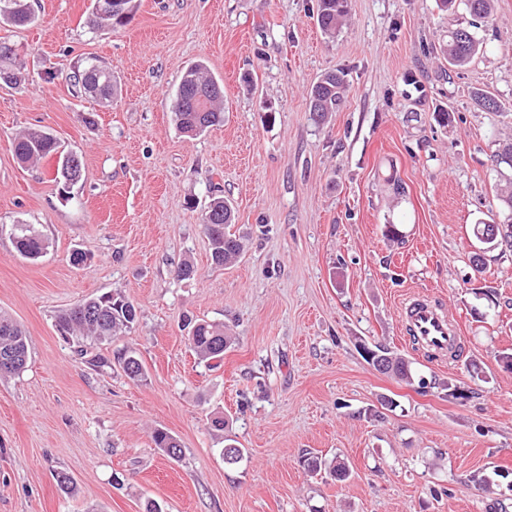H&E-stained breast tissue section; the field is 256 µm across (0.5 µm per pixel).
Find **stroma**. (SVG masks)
<instances>
[{
  "label": "stroma",
  "instance_id": "1",
  "mask_svg": "<svg viewBox=\"0 0 512 512\" xmlns=\"http://www.w3.org/2000/svg\"><path fill=\"white\" fill-rule=\"evenodd\" d=\"M92 2L32 0L33 24L0 23L27 73L0 88V312L29 336L24 371L0 377V512H143L150 499L164 512H512V249L470 263L474 224L498 218L490 156L512 138V0L485 19L464 0H348L332 37L317 0H137L116 30L93 24ZM459 27L483 49L455 70L442 48ZM89 56L121 83L111 106L67 79ZM199 60L224 83V122L190 139L170 98ZM337 70L343 103L315 124L307 91ZM31 127L80 156L69 193L55 157L16 159L12 139ZM213 196L244 244L224 268L201 228ZM18 224L45 240L42 257L17 252ZM185 262L189 280L175 275ZM105 292L138 321L78 355L55 317ZM413 293L446 305L462 358L406 341ZM187 315L235 336L219 366L195 361ZM362 343L406 357L415 384L374 370ZM126 350L142 380L120 368ZM157 429L180 460L155 447ZM311 454L350 477L309 472Z\"/></svg>",
  "mask_w": 512,
  "mask_h": 512
}]
</instances>
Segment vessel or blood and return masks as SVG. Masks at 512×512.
<instances>
[{"mask_svg": "<svg viewBox=\"0 0 512 512\" xmlns=\"http://www.w3.org/2000/svg\"><path fill=\"white\" fill-rule=\"evenodd\" d=\"M402 326L409 342L432 354L445 353L449 345H462L454 321L442 303L412 294L401 303Z\"/></svg>", "mask_w": 512, "mask_h": 512, "instance_id": "vessel-or-blood-1", "label": "vessel or blood"}]
</instances>
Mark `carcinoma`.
<instances>
[{
	"label": "carcinoma",
	"mask_w": 512,
	"mask_h": 512,
	"mask_svg": "<svg viewBox=\"0 0 512 512\" xmlns=\"http://www.w3.org/2000/svg\"><path fill=\"white\" fill-rule=\"evenodd\" d=\"M134 0H119V10L115 13L93 10L95 22L100 25L116 27L126 26L133 17ZM348 13V0H317L316 24L326 34L333 35L340 28ZM35 21V15L28 0H0V23L21 27ZM480 43L473 32L467 28H455L448 31V41L444 54L448 64L462 68L469 64L479 52ZM16 69V59L6 45L0 44V83L15 86L21 82L10 74ZM71 85L85 92L92 88L96 94L112 104L118 97V84L112 69L97 59L83 65L79 64L68 74ZM343 73L329 72L322 75L310 88V111L315 120L322 122L327 115L336 111L343 99ZM171 111L174 114L178 131L187 137H197L211 127L224 123V86L208 71L203 62L187 67L173 94ZM60 145L50 132L41 128H28L13 139L16 158L22 163L38 161L48 155L59 153ZM512 158V140L498 144L493 152L492 161L500 162L504 185L497 194L503 222L507 223L506 236H497L492 246L507 238L512 239V165L503 158ZM71 164L57 169L55 181L61 188L78 182L82 173V162L77 154L69 153ZM232 223L231 207L222 198L210 200L202 218L203 232L208 238L212 264L224 267L239 258L242 244L237 237L227 232ZM15 245L18 252L29 259L40 257L46 249L44 239L28 224L15 225ZM137 321V309L134 304L119 294L104 293L88 298L75 306L60 311L56 316V326L67 340L74 344L86 341L93 345L109 344L112 339L131 329ZM189 327L188 343L198 361L210 363L224 357L231 347L232 337L228 336L224 325L206 320L186 319ZM368 352L365 361L382 373L401 381L409 382L412 373L408 363L387 347L376 344L363 347ZM8 354L14 363L0 368V374L15 375L26 365L28 357V339L25 330L11 317L0 314V357ZM125 375L134 381L144 377V368L140 359L133 353L118 356ZM153 442L168 458L176 460L181 456L178 440L164 430H156Z\"/></svg>",
	"instance_id": "carcinoma-1"
}]
</instances>
